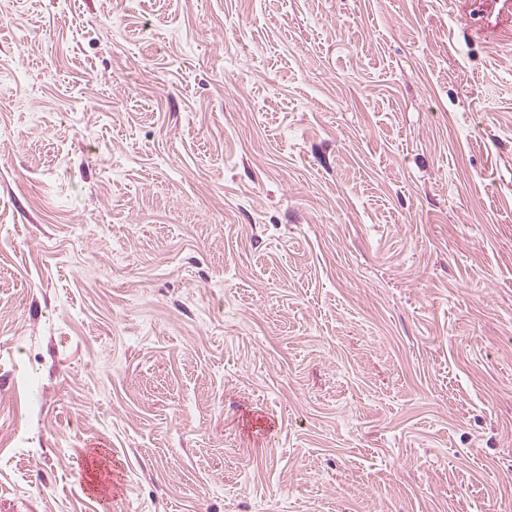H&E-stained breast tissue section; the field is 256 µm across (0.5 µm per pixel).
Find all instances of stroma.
<instances>
[{
    "instance_id": "1",
    "label": "stroma",
    "mask_w": 512,
    "mask_h": 512,
    "mask_svg": "<svg viewBox=\"0 0 512 512\" xmlns=\"http://www.w3.org/2000/svg\"><path fill=\"white\" fill-rule=\"evenodd\" d=\"M0 512H512V8L0 0Z\"/></svg>"
}]
</instances>
